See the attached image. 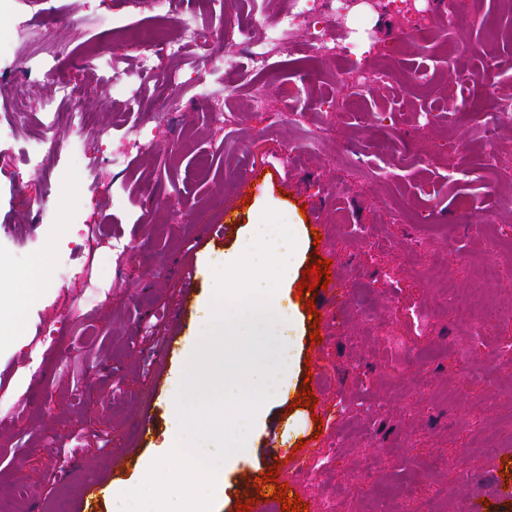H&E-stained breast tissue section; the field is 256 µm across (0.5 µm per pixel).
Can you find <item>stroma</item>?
<instances>
[{
    "label": "stroma",
    "mask_w": 512,
    "mask_h": 512,
    "mask_svg": "<svg viewBox=\"0 0 512 512\" xmlns=\"http://www.w3.org/2000/svg\"><path fill=\"white\" fill-rule=\"evenodd\" d=\"M290 2L229 0L218 21L207 0H185L212 45H185L174 64L180 87L162 101L141 84L133 112L111 86L84 84L106 49L136 70L145 46L116 44L112 19L150 22V0H0V30H50L49 40L0 51V329L18 338L0 345V493L19 495L21 512H48L61 496L76 512L89 494L97 512H117L122 482L174 444L173 391L198 333L176 318L182 271L197 269L195 300L206 306L223 252L268 207L303 237L301 269L329 261L330 282L310 292L322 305L314 323L305 300L283 294L282 306L298 309L290 380L250 452L216 485L213 512H235L248 496L242 472L272 466L312 512L330 501L338 512H464L471 498L482 512H512V295L482 275L489 263L512 275V178H496L486 161L492 150L512 165V124L495 119L512 96V40L497 37L512 29V0H470L428 39L396 35L398 12L363 10L355 28L365 63L382 55L398 72L431 66L423 87L394 81L363 97L337 82L335 58L310 67L303 23L294 56L273 58L261 75L240 67L224 33L248 15L261 38ZM459 44L467 56L449 65ZM35 56L76 80L74 101L37 75L17 76ZM228 64L239 90L227 126L194 87L223 90ZM288 82L300 90L291 105L302 124L254 111L257 96L281 105ZM46 105L95 122L64 124L37 173L21 150ZM462 196L501 224L473 231L457 211ZM228 208L238 226L222 250L208 249L203 231ZM116 238L126 253L113 254ZM34 283L37 299L20 304ZM452 294L493 302L501 320L470 324L449 307ZM171 335L174 358L164 353ZM304 389L311 403L296 405ZM144 412L155 429L142 445ZM117 444L126 462H116Z\"/></svg>",
    "instance_id": "35a3bbf8"
}]
</instances>
